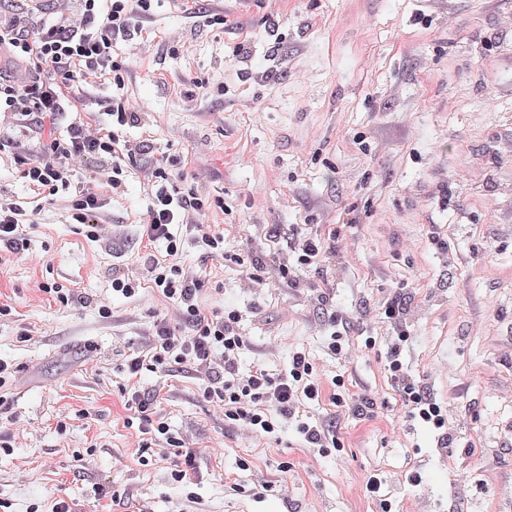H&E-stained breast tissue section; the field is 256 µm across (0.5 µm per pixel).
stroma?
Returning <instances> with one entry per match:
<instances>
[{
	"instance_id": "obj_1",
	"label": "stroma",
	"mask_w": 512,
	"mask_h": 512,
	"mask_svg": "<svg viewBox=\"0 0 512 512\" xmlns=\"http://www.w3.org/2000/svg\"><path fill=\"white\" fill-rule=\"evenodd\" d=\"M187 7L158 0L141 35L114 48L146 122L128 134L149 133L153 152L124 164L126 189L101 210L109 241H90L58 202L30 229L32 258L0 250V298L18 315L0 320V360L18 370L0 396V437L15 440L0 454L8 512H30L49 490L80 512L183 508L166 463L137 462L118 391L130 348L172 307L148 288L136 298L111 289L113 270L139 268L147 162L179 156L221 201L209 221L224 229L225 260L204 258L191 229L178 232L186 265L213 284L202 305L251 312L242 367L280 369L303 348L326 377L383 402L372 419L339 417L340 448L321 455L291 431L268 441L225 426L189 369L142 372L138 389L159 392L157 411L205 449L201 512H375L366 475L379 469L392 481L414 465L425 490L406 489L397 512H446L449 492L477 483L475 512H512V453L497 447L512 439V0H199L201 12L223 15L220 27L199 26ZM244 40L246 64L233 53ZM248 67L268 79L246 78ZM326 224L339 233L334 273L295 266L292 284L246 288L250 267L273 276L285 262L278 230L309 235ZM47 280L79 289L82 302L48 301ZM325 284L337 308L366 303L352 336L375 337L374 348L329 356L307 300ZM400 288L418 301L405 361L451 401L472 457L439 454L428 431H394L382 304ZM101 298L111 317L99 315ZM242 459L253 471L238 468ZM256 472L281 491L254 486Z\"/></svg>"
}]
</instances>
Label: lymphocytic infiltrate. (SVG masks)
Returning <instances> with one entry per match:
<instances>
[{
    "label": "lymphocytic infiltrate",
    "mask_w": 512,
    "mask_h": 512,
    "mask_svg": "<svg viewBox=\"0 0 512 512\" xmlns=\"http://www.w3.org/2000/svg\"><path fill=\"white\" fill-rule=\"evenodd\" d=\"M155 0H54V8L36 25L19 19H0V49L21 62L24 72L0 82V152L9 151L25 167L24 176L32 195L45 201L69 196L72 218L85 225L90 240L101 237L100 211L106 195L123 192L125 181L121 160L136 161L149 154V139H130L127 131L141 116L120 91L125 87L123 64L112 56V48L134 40L154 13ZM115 85L118 96L104 101L103 114L84 118L78 106L87 88L100 80ZM114 159L82 185L71 182L74 166L88 159ZM155 187L153 201L140 219L141 238L147 244L141 256L142 276L123 271L112 274V290L124 297L138 296L150 286L172 302L175 323L155 324L143 350L130 354L128 377H137L144 367L190 366L204 376V396L224 413L225 424L258 436H270L294 428L305 447L320 452L337 447L333 423L308 420L305 410L321 399L360 419L372 418L380 402L370 392H352L343 376L324 382L313 360L300 349L293 350L287 365L273 371L263 365L249 371L240 368L247 339L239 331L243 313L235 307L219 314L205 313L199 303L205 281L185 268L181 238L176 225L192 226L208 258L224 255V231L205 223L209 198L198 185L177 183L166 165L146 169ZM36 211L26 202L0 193V247L21 255L30 248L27 228ZM335 225L323 233L295 238L288 249L297 264L324 269L336 258ZM165 245L164 257L151 246ZM312 300L324 315L325 344L332 357L347 354L352 312L336 309L329 291L313 294ZM415 303L409 291H396L385 299L382 309L393 329L387 346L386 367L402 411L400 431L423 426L431 431L437 447L449 453L463 448L452 425L450 409L430 391L423 376L413 374L403 362L409 339L407 317ZM155 396L128 391L124 407L125 426L136 427L142 440L138 462L146 466L156 458L170 461V477L186 490L187 503H197L192 490L198 451L189 439L172 432L167 420L154 408Z\"/></svg>",
    "instance_id": "obj_1"
}]
</instances>
